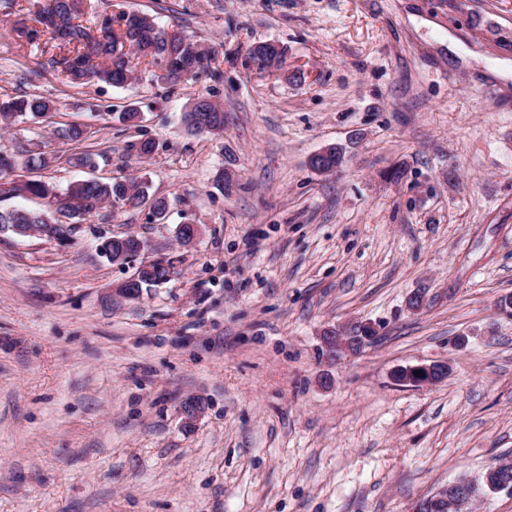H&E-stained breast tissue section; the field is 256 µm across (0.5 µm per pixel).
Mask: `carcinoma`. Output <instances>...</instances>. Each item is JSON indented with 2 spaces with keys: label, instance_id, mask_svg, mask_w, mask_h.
<instances>
[{
  "label": "carcinoma",
  "instance_id": "carcinoma-1",
  "mask_svg": "<svg viewBox=\"0 0 512 512\" xmlns=\"http://www.w3.org/2000/svg\"><path fill=\"white\" fill-rule=\"evenodd\" d=\"M92 4L87 0H43L33 13L34 26L20 30L26 44L41 45V54L48 58L39 66L61 72L67 83L77 85L103 82L121 88L135 77L136 65L144 62L152 67H166L157 73V80L175 83L180 80L177 72L195 78L210 70L212 55L199 41L178 33V38H167V30L158 26L144 13L127 17L121 11L107 18L92 33L79 23V18ZM249 58L258 68L267 71L280 69L285 64V52L267 55L258 43L250 48ZM55 109L54 102L40 95H29L0 102V129L8 128L20 116L33 120L42 119ZM183 122L192 132H212L224 129V110L201 95L184 113ZM61 136L80 147L92 137L91 129L80 124L61 128ZM16 161L7 154H0V196H25L46 200V208H12L0 210V230H14L17 224H36L49 238L60 242L70 239L75 227L61 224L54 219L59 213L70 220H81L106 205L135 207L148 198L145 184L136 178L90 179L76 182L59 191L36 179H14ZM167 280V270L160 261L144 265L134 287L132 298L137 299L151 288Z\"/></svg>",
  "mask_w": 512,
  "mask_h": 512
}]
</instances>
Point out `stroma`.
<instances>
[{
  "mask_svg": "<svg viewBox=\"0 0 512 512\" xmlns=\"http://www.w3.org/2000/svg\"><path fill=\"white\" fill-rule=\"evenodd\" d=\"M34 2L0 0V100L55 109L0 151L51 156L15 173L60 189L142 177L169 209L100 210L65 244L0 231V512H412L512 459V0H91L85 26L137 10L214 51V74L122 88L34 75ZM267 41L273 74L248 57ZM203 93L223 132L186 130ZM73 123L94 126L96 169L71 164ZM328 145L344 160L321 175ZM125 231L175 268L132 300L112 290L134 264L100 250ZM354 319L378 342L325 363L323 332ZM435 361L436 385L391 378ZM263 43H258L250 48L249 58L252 62L256 63L258 68L263 71H269V69H280L285 64V52L281 50L279 53L278 47L273 43H268V53H275L272 56H267Z\"/></svg>",
  "mask_w": 512,
  "mask_h": 512,
  "instance_id": "stroma-1",
  "label": "stroma"
}]
</instances>
